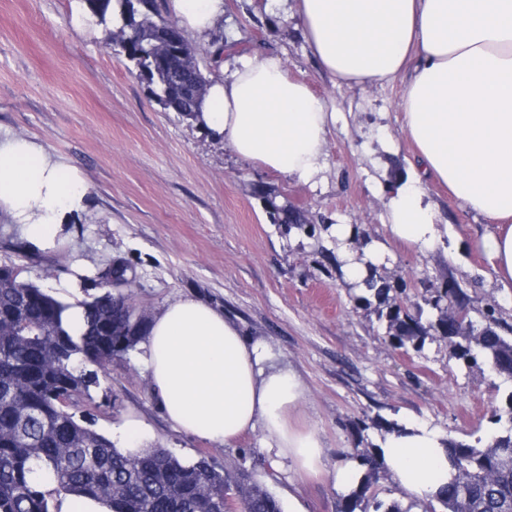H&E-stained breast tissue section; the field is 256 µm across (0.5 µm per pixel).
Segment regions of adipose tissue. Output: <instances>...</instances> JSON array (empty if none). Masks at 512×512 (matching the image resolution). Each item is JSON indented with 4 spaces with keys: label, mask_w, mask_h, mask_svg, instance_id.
Instances as JSON below:
<instances>
[{
    "label": "adipose tissue",
    "mask_w": 512,
    "mask_h": 512,
    "mask_svg": "<svg viewBox=\"0 0 512 512\" xmlns=\"http://www.w3.org/2000/svg\"><path fill=\"white\" fill-rule=\"evenodd\" d=\"M187 33L203 37L224 0H169ZM294 15L319 68L347 85L405 78V131L418 171L397 184L391 235L426 251L443 247L439 214L425 205L436 180L487 221L480 236L502 285H512V0H295ZM336 115L275 54H242L230 78L212 77L197 126L241 159L301 182L314 180ZM81 174L36 140L0 132V216L31 248L51 251L90 204ZM153 396L180 430L229 444L256 423L301 469L318 470L316 431L289 427L305 392L290 371L269 370L268 344L243 336L206 302L179 298L141 344ZM388 473L423 498L448 480L443 438L403 425L384 439Z\"/></svg>",
    "instance_id": "adipose-tissue-1"
}]
</instances>
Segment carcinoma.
Segmentation results:
<instances>
[{"label": "carcinoma", "mask_w": 512, "mask_h": 512, "mask_svg": "<svg viewBox=\"0 0 512 512\" xmlns=\"http://www.w3.org/2000/svg\"><path fill=\"white\" fill-rule=\"evenodd\" d=\"M120 18L112 14V2ZM96 24L117 29L141 45L133 61L137 75L154 86L157 100L188 120L200 112L194 96L177 80L179 71L193 82L208 80L192 50L188 61L165 60L158 44L173 22L157 0H83ZM271 221L315 235L296 208L279 204L271 193L257 190ZM363 280L366 293L389 306L388 337L396 347H424L429 331L448 333V309L467 307L456 288H436L415 303L416 313L402 305L401 295L378 283L372 263ZM85 327L74 335L64 325L70 305L20 276L0 275V322H9L14 336L0 335V512H53L55 496L103 497L112 512H224L227 501L237 512H284L281 502L262 482L240 470L217 468L206 453L187 463L164 448L121 450L110 439L76 418L72 409L91 398L97 384L93 367L112 361L113 351L127 356L148 332L149 316L126 286L105 287L80 302ZM428 318V325L422 324ZM497 311L460 322V334L450 337L465 366L485 365L501 375L512 369V340L499 335ZM493 429L472 443H448V462L467 471L468 482L454 480L424 502L423 512H512V391L505 406L492 412ZM363 472L356 487L340 496L339 512H411L398 501H385L374 490L385 469L383 454L353 449ZM52 475L55 487L44 486L41 475Z\"/></svg>", "instance_id": "cac0c4a2"}]
</instances>
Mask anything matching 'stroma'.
I'll return each mask as SVG.
<instances>
[{
	"mask_svg": "<svg viewBox=\"0 0 512 512\" xmlns=\"http://www.w3.org/2000/svg\"><path fill=\"white\" fill-rule=\"evenodd\" d=\"M75 0H0V129L41 141L74 166L91 190L82 223L53 251L23 248L16 225L0 221V264L45 290L62 287L81 266L82 293L115 258L132 263L135 302L156 315L170 301L195 297L223 310L251 340L267 343L272 362L300 377L305 399L288 413L323 442V474L310 475L268 447L263 425L224 445L169 422L150 393L139 352L98 373L80 413L119 448H164L182 460L208 453L223 470L246 469L285 512H337L328 474L354 448L374 450L391 424H423L454 442L484 435L512 380L467 368L440 336L421 351L394 347L381 307L344 267L367 244L385 249L375 274L393 287L453 284L472 314L490 307L512 337V290L495 281L478 239L484 220L430 182L425 200L448 226L444 249L431 252L393 238L386 226L388 181L409 171L415 147L402 130L404 79L364 87L337 84L316 65L284 0H224V25L208 40L190 38L204 59L209 42L236 43L254 56L280 55L289 77L305 81L336 114L326 167L302 184L239 159L193 122L165 110L110 34L95 22L74 28ZM301 210L315 237L285 231L269 218L261 191ZM352 228L341 255L330 227Z\"/></svg>",
	"mask_w": 512,
	"mask_h": 512,
	"instance_id": "35a3bbf8",
	"label": "stroma"
}]
</instances>
